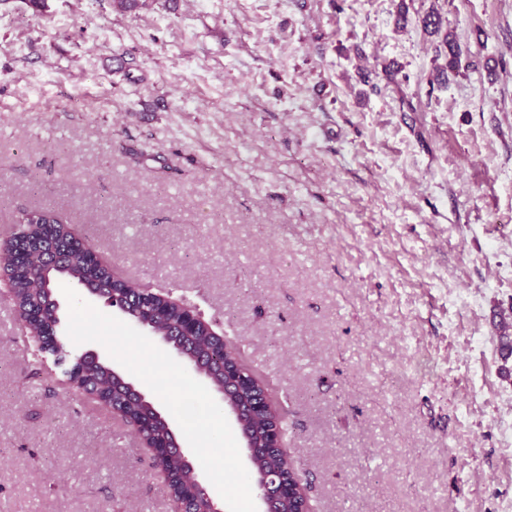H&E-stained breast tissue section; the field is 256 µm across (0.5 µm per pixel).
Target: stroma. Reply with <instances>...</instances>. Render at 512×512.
I'll return each instance as SVG.
<instances>
[{
    "mask_svg": "<svg viewBox=\"0 0 512 512\" xmlns=\"http://www.w3.org/2000/svg\"><path fill=\"white\" fill-rule=\"evenodd\" d=\"M39 205L240 347L315 512H512V0H0V245ZM0 512H170L5 298Z\"/></svg>",
    "mask_w": 512,
    "mask_h": 512,
    "instance_id": "35a3bbf8",
    "label": "stroma"
}]
</instances>
